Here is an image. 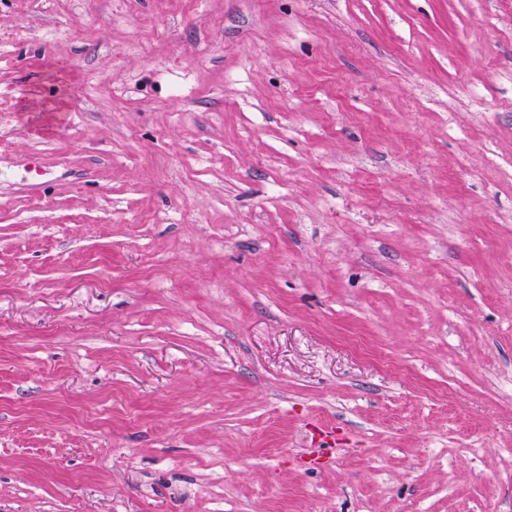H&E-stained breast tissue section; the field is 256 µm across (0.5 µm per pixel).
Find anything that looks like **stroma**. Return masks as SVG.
Here are the masks:
<instances>
[{
  "label": "stroma",
  "instance_id": "35a3bbf8",
  "mask_svg": "<svg viewBox=\"0 0 512 512\" xmlns=\"http://www.w3.org/2000/svg\"><path fill=\"white\" fill-rule=\"evenodd\" d=\"M17 26L0 512H512V0Z\"/></svg>",
  "mask_w": 512,
  "mask_h": 512
}]
</instances>
